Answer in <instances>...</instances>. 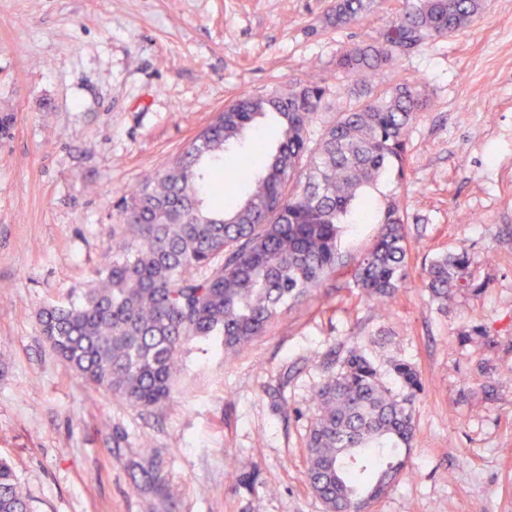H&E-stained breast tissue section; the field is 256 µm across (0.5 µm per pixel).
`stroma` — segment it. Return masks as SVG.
Wrapping results in <instances>:
<instances>
[{
  "label": "stroma",
  "mask_w": 512,
  "mask_h": 512,
  "mask_svg": "<svg viewBox=\"0 0 512 512\" xmlns=\"http://www.w3.org/2000/svg\"><path fill=\"white\" fill-rule=\"evenodd\" d=\"M333 0H0V458L33 512H326L305 483L311 397L360 348L384 382L416 368L408 475L373 512H512V0L432 39L374 81L417 82L406 180L383 177L345 225L342 264L231 355L190 342L169 400L90 390L40 312L77 300L112 261L122 197L167 169L226 105L336 70L403 0L342 30ZM407 214L410 276L384 310L353 270L383 207ZM474 219L461 223L458 212ZM481 289L445 308L421 273L460 250Z\"/></svg>",
  "instance_id": "obj_1"
}]
</instances>
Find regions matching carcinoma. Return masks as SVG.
Masks as SVG:
<instances>
[{
	"label": "carcinoma",
	"instance_id": "cac0c4a2",
	"mask_svg": "<svg viewBox=\"0 0 512 512\" xmlns=\"http://www.w3.org/2000/svg\"><path fill=\"white\" fill-rule=\"evenodd\" d=\"M375 0H335L324 25L346 28L370 15ZM486 0H404L370 42L343 50L336 71L353 80L351 102L314 128L326 95L320 77L281 91L243 94L192 143L172 168L124 200L125 234L97 285L39 316L62 362L94 390L140 408L170 397L179 355L192 340L236 350L261 335L288 305L336 270L341 225L367 211L364 190L386 174L406 178L410 129L427 105L425 90L404 81L377 88L372 78L430 39L468 28ZM270 120L278 138L246 136ZM241 148L238 198L224 176V152ZM266 154L257 169L253 157ZM223 199L220 210L205 197ZM379 235L355 271L361 296L383 308L409 278L406 214L387 201ZM467 251L433 260L424 287L448 305L470 287ZM388 387L372 362L351 349L318 386L305 439V480L326 512H365L408 475L413 407L423 391L410 363ZM0 512H31L11 462L0 459Z\"/></svg>",
	"mask_w": 512,
	"mask_h": 512
}]
</instances>
